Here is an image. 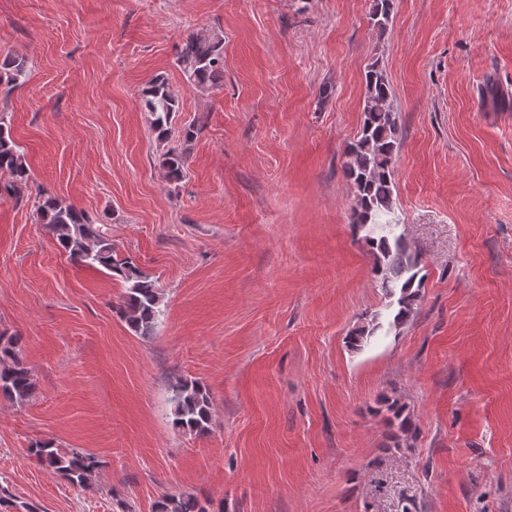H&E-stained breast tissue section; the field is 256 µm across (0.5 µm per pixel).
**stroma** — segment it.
I'll return each mask as SVG.
<instances>
[{
  "instance_id": "35a3bbf8",
  "label": "stroma",
  "mask_w": 512,
  "mask_h": 512,
  "mask_svg": "<svg viewBox=\"0 0 512 512\" xmlns=\"http://www.w3.org/2000/svg\"><path fill=\"white\" fill-rule=\"evenodd\" d=\"M0 0V119L31 167L0 196V333L36 374L0 400V489L38 512H512V0ZM224 39V82L191 90L190 33ZM382 66L398 117L395 212L422 258L410 320L389 316L351 225L342 164ZM163 75L188 175L165 181L138 104ZM46 192L107 217L119 257L155 280L150 337L112 310L117 278L72 262L36 221ZM201 383L212 425L173 424L172 384ZM417 434L394 446L389 402ZM53 441L95 455L78 486L37 465ZM0 81L2 73L6 76L8 83L13 86L21 85L26 78V61L15 56H6L0 64ZM154 512H209L208 507L192 494L162 495L155 503Z\"/></svg>"
}]
</instances>
